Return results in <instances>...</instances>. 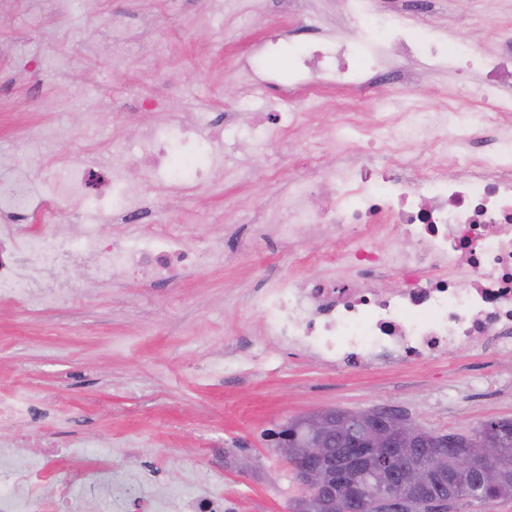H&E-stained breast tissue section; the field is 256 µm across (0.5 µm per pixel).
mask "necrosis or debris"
<instances>
[{"mask_svg": "<svg viewBox=\"0 0 512 512\" xmlns=\"http://www.w3.org/2000/svg\"><path fill=\"white\" fill-rule=\"evenodd\" d=\"M411 2L405 15L379 11L375 0H339L342 16L356 22L352 42L305 40L297 58L303 77L281 95L290 102L304 94L318 105L323 89L345 90L342 121L322 129L342 145L335 161L293 182L287 208L247 217V241L224 240L228 254L276 246L287 252L289 268L313 263L355 275L352 288L329 277L279 278L252 298L264 335L282 352L309 353L339 369L426 359L481 341L512 348V44L482 52L432 40L419 26L428 0ZM371 36L379 43L370 63L356 69L354 45ZM416 55L452 68L467 62L479 81L430 116L387 111V100L413 93L404 65ZM372 83L385 87L386 101L368 103ZM364 107L367 124L357 115ZM224 121L215 116L202 131L183 120L175 131L149 132L140 151L122 155L125 178L177 184L215 177L219 166L201 159L205 144L246 145L228 135ZM421 142L447 156L449 171L432 168L417 149ZM60 217L53 200L30 206L22 183L0 176L1 299L27 307L54 295L67 285L64 271L90 251L111 256L113 269L143 283L194 272L208 259L175 224L141 225L133 246L94 237L58 250L50 233ZM307 238L317 239V252L299 251ZM377 238L385 249L374 247ZM402 239L411 250L399 247ZM345 240L349 248L337 249ZM45 249L56 250L54 265L31 262V253ZM391 274L399 287H382ZM27 451L29 460L10 463L0 482V512L43 505L69 512L70 478L52 482L48 475L59 459L82 458L84 448L32 442Z\"/></svg>", "mask_w": 512, "mask_h": 512, "instance_id": "obj_1", "label": "necrosis or debris"}]
</instances>
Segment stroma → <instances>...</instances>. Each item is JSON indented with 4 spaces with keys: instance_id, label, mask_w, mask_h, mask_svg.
Returning <instances> with one entry per match:
<instances>
[{
    "instance_id": "obj_1",
    "label": "stroma",
    "mask_w": 512,
    "mask_h": 512,
    "mask_svg": "<svg viewBox=\"0 0 512 512\" xmlns=\"http://www.w3.org/2000/svg\"><path fill=\"white\" fill-rule=\"evenodd\" d=\"M426 32L491 51L512 42V0H474L449 10L432 0ZM336 0H0V157L37 197L65 215L54 233L133 239L134 227L99 216L69 197L64 161L113 166L149 128L221 111L303 112L284 104L276 84L294 79L298 40L347 35ZM413 103L438 109L463 97L470 76L410 62ZM308 128L266 167L253 150L226 160L221 180L177 188L125 184L158 200L153 223L186 216L191 243H223L240 214L288 202V185L312 160L330 161L324 138ZM43 135L34 139L31 127ZM106 257L72 274L66 298L24 309L0 303V392L25 394L43 416L0 424V453L46 438L80 441L95 464L71 486L72 512H131V498L170 487L164 512H182L189 494L216 489L236 512H291L301 488L269 439L270 430L324 408L389 406L425 428L469 431L512 419V351H444L423 362L336 370L307 355H278L262 336L251 303L267 282L322 269H289L277 251L231 254L177 279L142 284L102 276ZM228 370L209 371V364Z\"/></svg>"
}]
</instances>
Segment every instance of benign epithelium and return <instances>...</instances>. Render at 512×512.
<instances>
[{
	"instance_id": "obj_1",
	"label": "benign epithelium",
	"mask_w": 512,
	"mask_h": 512,
	"mask_svg": "<svg viewBox=\"0 0 512 512\" xmlns=\"http://www.w3.org/2000/svg\"><path fill=\"white\" fill-rule=\"evenodd\" d=\"M333 416L332 409L310 413L301 417V425L307 431L303 439H297L285 424L274 432L272 441L302 488L320 495L328 504L336 502V484L342 481L346 487L344 512H397V507L405 504L400 494L386 493L375 499L359 494L350 472L353 464L367 455L398 470L407 467L417 448L431 447L430 465L404 474V488L412 492L432 483L443 491L448 488L441 470L447 451L453 455L457 468L476 471L478 482L487 491L499 482L495 461L501 449L494 446L487 432H476L459 441L446 433L424 429L407 413L390 407L348 409L335 423Z\"/></svg>"
}]
</instances>
